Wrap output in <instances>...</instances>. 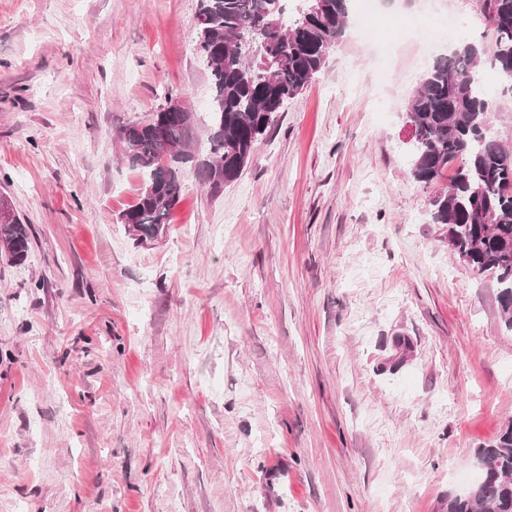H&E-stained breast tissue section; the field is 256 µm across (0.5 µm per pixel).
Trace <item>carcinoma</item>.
Returning a JSON list of instances; mask_svg holds the SVG:
<instances>
[{
    "label": "carcinoma",
    "mask_w": 512,
    "mask_h": 512,
    "mask_svg": "<svg viewBox=\"0 0 512 512\" xmlns=\"http://www.w3.org/2000/svg\"><path fill=\"white\" fill-rule=\"evenodd\" d=\"M350 0H310L290 10L288 0H201L196 52L212 85L205 120L208 152L195 149L198 120L187 109L155 112L162 129L139 122L120 129L123 154L141 174L136 200L117 223L135 228L138 244L169 225L183 193L182 169L194 166L212 197L243 175L285 103L325 67L343 36ZM493 43L466 42L436 58L410 96L413 126L410 175L429 188L455 165L448 188L431 199L430 220L448 227V246L478 276L498 285L504 327L512 332V147L493 132L494 104L480 95L473 73L503 79L512 96V0H477ZM21 263L31 249L18 215L0 219V245ZM483 477L471 491L448 495L443 512H512V424L476 452Z\"/></svg>",
    "instance_id": "carcinoma-1"
}]
</instances>
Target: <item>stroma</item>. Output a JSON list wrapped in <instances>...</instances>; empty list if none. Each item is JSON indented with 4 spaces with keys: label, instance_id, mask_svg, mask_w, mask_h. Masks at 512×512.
Returning <instances> with one entry per match:
<instances>
[{
    "label": "stroma",
    "instance_id": "stroma-1",
    "mask_svg": "<svg viewBox=\"0 0 512 512\" xmlns=\"http://www.w3.org/2000/svg\"><path fill=\"white\" fill-rule=\"evenodd\" d=\"M200 0H0V512H442L512 423L498 288L429 221L407 99L436 53L349 24L219 197L119 212L116 133L204 116ZM487 44L476 0H435ZM2 244L9 250L11 261L21 263L27 259L31 249L30 234L16 213L0 219V246Z\"/></svg>",
    "mask_w": 512,
    "mask_h": 512
}]
</instances>
